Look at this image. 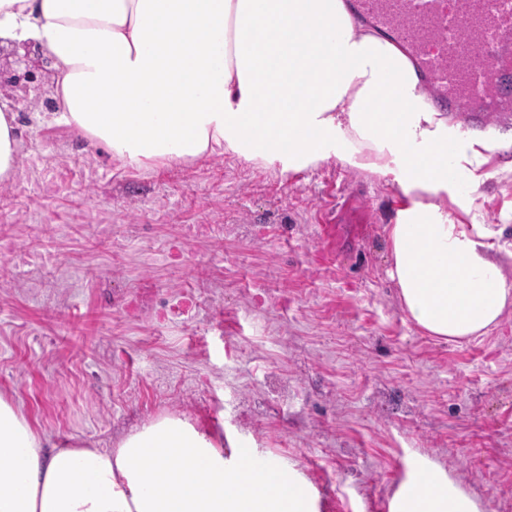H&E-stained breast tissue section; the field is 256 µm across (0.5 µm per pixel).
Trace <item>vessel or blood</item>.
<instances>
[{
  "label": "vessel or blood",
  "mask_w": 512,
  "mask_h": 512,
  "mask_svg": "<svg viewBox=\"0 0 512 512\" xmlns=\"http://www.w3.org/2000/svg\"><path fill=\"white\" fill-rule=\"evenodd\" d=\"M425 74L436 102L480 121L512 115V0H358Z\"/></svg>",
  "instance_id": "b4317fda"
}]
</instances>
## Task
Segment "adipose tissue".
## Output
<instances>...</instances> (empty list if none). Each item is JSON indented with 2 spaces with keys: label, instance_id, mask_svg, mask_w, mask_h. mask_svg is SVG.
Segmentation results:
<instances>
[{
  "label": "adipose tissue",
  "instance_id": "adipose-tissue-1",
  "mask_svg": "<svg viewBox=\"0 0 512 512\" xmlns=\"http://www.w3.org/2000/svg\"><path fill=\"white\" fill-rule=\"evenodd\" d=\"M0 43L44 48L54 120L124 165L232 153L285 173L334 157L392 179L387 276L424 335L468 341L512 307V242L469 200L496 132L451 125L407 56L357 24L347 0H0ZM0 512L317 510L279 458L244 440L225 448L223 432L189 419L159 417L97 448L37 434L0 395ZM394 512L481 506L423 458Z\"/></svg>",
  "mask_w": 512,
  "mask_h": 512
}]
</instances>
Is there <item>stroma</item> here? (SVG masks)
Wrapping results in <instances>:
<instances>
[{"instance_id":"35a3bbf8","label":"stroma","mask_w":512,"mask_h":512,"mask_svg":"<svg viewBox=\"0 0 512 512\" xmlns=\"http://www.w3.org/2000/svg\"><path fill=\"white\" fill-rule=\"evenodd\" d=\"M16 123L0 394L37 431L112 448L175 414L282 458L319 512H385L422 457L483 512H512V309L457 344L413 326L386 275L391 180L334 158L125 167L40 109ZM483 170L472 206L511 240L512 148Z\"/></svg>"}]
</instances>
